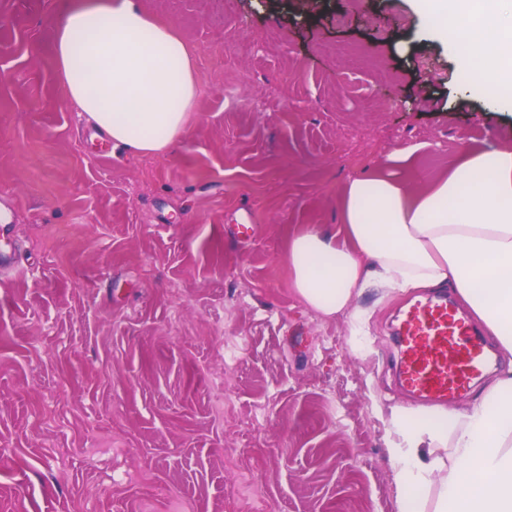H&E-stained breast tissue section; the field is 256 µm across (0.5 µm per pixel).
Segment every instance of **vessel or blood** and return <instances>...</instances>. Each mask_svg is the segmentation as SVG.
Listing matches in <instances>:
<instances>
[{"label": "vessel or blood", "mask_w": 512, "mask_h": 512, "mask_svg": "<svg viewBox=\"0 0 512 512\" xmlns=\"http://www.w3.org/2000/svg\"><path fill=\"white\" fill-rule=\"evenodd\" d=\"M22 258L9 211L0 212V273ZM402 388L425 400L462 398L487 364V340L461 316L447 295L426 296L400 311L394 329Z\"/></svg>", "instance_id": "1"}]
</instances>
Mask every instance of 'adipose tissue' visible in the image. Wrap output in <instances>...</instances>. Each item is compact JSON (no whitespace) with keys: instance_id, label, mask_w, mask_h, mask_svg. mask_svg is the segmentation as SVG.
<instances>
[{"instance_id":"1","label":"adipose tissue","mask_w":512,"mask_h":512,"mask_svg":"<svg viewBox=\"0 0 512 512\" xmlns=\"http://www.w3.org/2000/svg\"><path fill=\"white\" fill-rule=\"evenodd\" d=\"M461 73L512 112V0H412ZM64 99L113 145L161 155L184 135L198 87L192 54L140 0H83L56 29ZM416 146H398L340 191L333 231L288 239L290 286L326 317L368 288L449 284L512 355V149L466 148L428 186L413 177ZM399 512H512V366L480 399L451 410L394 405L384 419ZM450 450L441 458L438 448Z\"/></svg>"}]
</instances>
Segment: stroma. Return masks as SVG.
<instances>
[{"mask_svg":"<svg viewBox=\"0 0 512 512\" xmlns=\"http://www.w3.org/2000/svg\"><path fill=\"white\" fill-rule=\"evenodd\" d=\"M79 0H0V512H398L380 409L417 405L391 327L425 289L349 316L289 285V234L393 147L416 175L512 146L410 0H142L200 92L162 156L92 151L53 39ZM252 225L239 243L231 230ZM22 250L16 232V224L12 223L9 211H2L0 217L1 275L9 274L15 270L23 256Z\"/></svg>","mask_w":512,"mask_h":512,"instance_id":"1","label":"stroma"}]
</instances>
